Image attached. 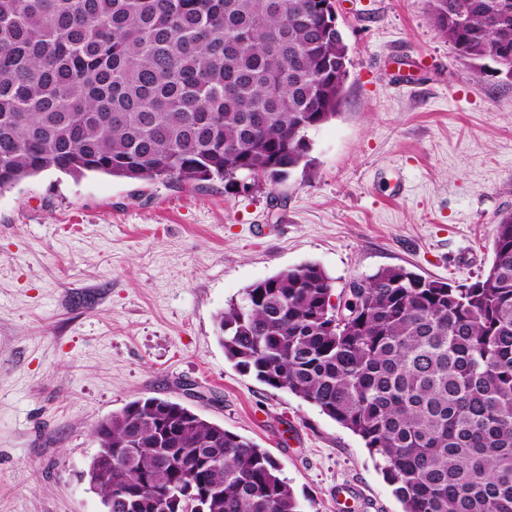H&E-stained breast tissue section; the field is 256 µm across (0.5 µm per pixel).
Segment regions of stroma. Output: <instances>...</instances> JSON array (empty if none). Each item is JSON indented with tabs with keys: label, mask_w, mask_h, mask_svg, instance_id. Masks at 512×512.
Wrapping results in <instances>:
<instances>
[{
	"label": "stroma",
	"mask_w": 512,
	"mask_h": 512,
	"mask_svg": "<svg viewBox=\"0 0 512 512\" xmlns=\"http://www.w3.org/2000/svg\"><path fill=\"white\" fill-rule=\"evenodd\" d=\"M340 114L273 184L46 171L0 193V512H102L93 430L131 401L181 403L267 450L302 512H402L363 440L224 355L244 288L316 263L342 291L401 266L468 284L512 210V83L475 70L429 0H337Z\"/></svg>",
	"instance_id": "1"
}]
</instances>
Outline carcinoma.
<instances>
[{"mask_svg":"<svg viewBox=\"0 0 512 512\" xmlns=\"http://www.w3.org/2000/svg\"><path fill=\"white\" fill-rule=\"evenodd\" d=\"M319 0H0V192L42 172L154 182L307 162L339 115L348 47ZM476 68L512 55V0H432ZM452 285L404 267L350 282L306 263L219 318L225 356L359 436L402 512H512V211ZM150 397L94 429L104 512H301L271 455Z\"/></svg>","mask_w":512,"mask_h":512,"instance_id":"1","label":"carcinoma"}]
</instances>
